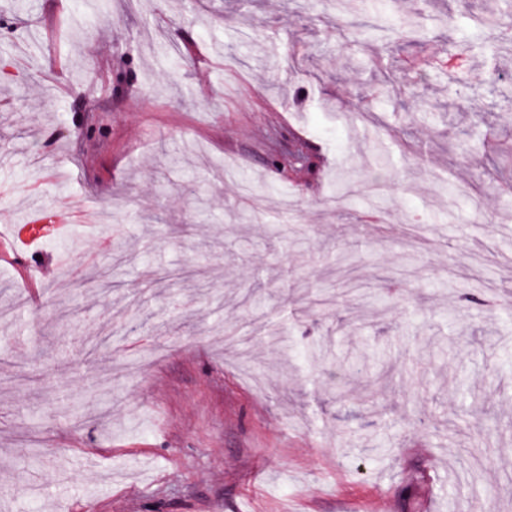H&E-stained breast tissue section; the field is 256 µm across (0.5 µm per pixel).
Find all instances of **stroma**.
I'll use <instances>...</instances> for the list:
<instances>
[{
  "label": "stroma",
  "mask_w": 512,
  "mask_h": 512,
  "mask_svg": "<svg viewBox=\"0 0 512 512\" xmlns=\"http://www.w3.org/2000/svg\"><path fill=\"white\" fill-rule=\"evenodd\" d=\"M108 3L0 0V206L98 215L0 251L4 302L44 272L0 324V512H512L492 0ZM405 17L423 40L387 43ZM269 321L333 362L277 372Z\"/></svg>",
  "instance_id": "stroma-1"
}]
</instances>
